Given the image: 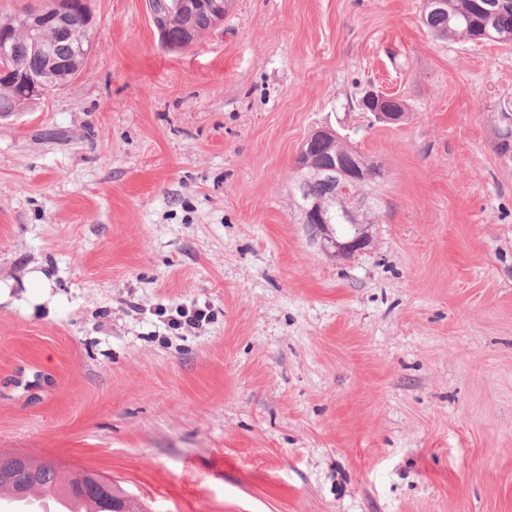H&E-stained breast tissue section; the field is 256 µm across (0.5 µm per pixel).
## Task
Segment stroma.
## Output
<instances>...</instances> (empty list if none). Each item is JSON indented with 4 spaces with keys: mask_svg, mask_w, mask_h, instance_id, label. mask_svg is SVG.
<instances>
[{
    "mask_svg": "<svg viewBox=\"0 0 512 512\" xmlns=\"http://www.w3.org/2000/svg\"><path fill=\"white\" fill-rule=\"evenodd\" d=\"M89 7L81 70L0 118V454L147 512H512V45L422 0H234L177 50ZM325 122L384 172L345 260L292 202ZM384 94L375 90H366L359 100L360 106H367L370 111L371 105L379 100ZM382 112H374L377 119L385 123L396 124L404 120L406 116L405 104L393 95H384V100L380 104ZM159 313L161 317H165L168 327L174 331L202 327L211 318L205 309L197 307L177 306L169 311L167 309L160 310Z\"/></svg>",
    "mask_w": 512,
    "mask_h": 512,
    "instance_id": "35a3bbf8",
    "label": "stroma"
}]
</instances>
